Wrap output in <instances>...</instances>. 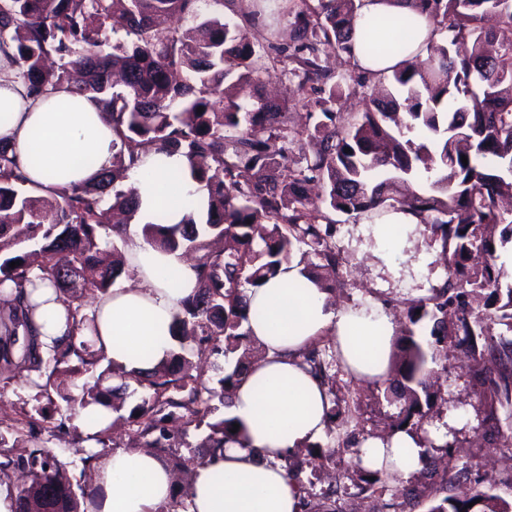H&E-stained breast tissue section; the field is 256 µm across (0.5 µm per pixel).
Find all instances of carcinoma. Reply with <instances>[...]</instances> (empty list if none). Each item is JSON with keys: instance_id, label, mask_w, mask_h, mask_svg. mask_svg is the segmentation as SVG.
<instances>
[{"instance_id": "cac0c4a2", "label": "carcinoma", "mask_w": 512, "mask_h": 512, "mask_svg": "<svg viewBox=\"0 0 512 512\" xmlns=\"http://www.w3.org/2000/svg\"><path fill=\"white\" fill-rule=\"evenodd\" d=\"M361 5L318 0L294 16L288 32L262 43L255 32L264 26L263 0H256L248 29L213 18L167 33L156 20H195L197 0H0V73L12 74L30 96L58 89L88 95L112 120L111 167L82 185L53 187L50 206L26 186L15 151L0 142V294L11 297L0 308V360L36 374L29 383L48 399L56 393L73 412L94 404L118 410L132 380L140 388L133 413L143 447L167 452L172 437L164 423L182 410L187 425L208 428L202 457H213L243 430L230 432V418L205 422L214 390L193 370L208 351L235 355L218 379L226 399L246 377L255 352L247 290L295 259L322 288H332L305 262L312 253L320 268L338 269L332 214L371 220L400 207L440 242L446 277L428 295L405 302L385 394L399 403L390 432L422 430L437 400L429 379L434 366L446 368L450 336L475 362L473 386L486 421L497 427L500 410L512 408V274L498 263L512 245V218L501 207L512 197V0H411L443 43L430 44L420 66L381 76L385 95L346 121L335 112L341 85L321 66V55L329 48L352 56ZM116 25L130 45L106 53ZM371 26L389 29L382 45L365 36L362 48L371 56L398 53L417 32L410 17L377 18ZM281 57L297 64L300 89L321 84L323 96L296 100L319 110L311 127L294 124L288 103L257 92L221 100L231 74L255 86ZM310 139L318 141L317 153L296 169L284 166L288 146ZM152 149L186 158L190 178L206 192L199 203L206 219L197 222L191 211L170 225L161 210L143 226L149 245L194 255L196 287L170 327L179 350L149 369L127 371L105 361L95 336L79 341L77 335L88 329L84 294H107L126 264L115 243L112 262L100 260L108 233L127 244L123 227L111 224L112 212L129 223L137 213L133 189L116 188L118 174ZM314 183L325 189L321 205L308 197ZM42 283L59 294L70 330L69 340L45 357L30 330L36 306L29 297ZM426 318L429 340L416 335ZM301 363L325 387V417L335 419L334 378L318 343ZM87 374L94 383H83L79 393L63 386ZM70 466L49 448L0 452V469L33 475L15 496V512H81L92 504L95 491L76 481ZM431 476L426 512H512V503L490 490L460 499L448 495V474Z\"/></svg>"}]
</instances>
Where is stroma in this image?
<instances>
[{
  "label": "stroma",
  "instance_id": "35a3bbf8",
  "mask_svg": "<svg viewBox=\"0 0 512 512\" xmlns=\"http://www.w3.org/2000/svg\"><path fill=\"white\" fill-rule=\"evenodd\" d=\"M323 66L337 74L343 97L338 104L341 113H357L365 108L364 88L358 87V74L352 61L327 52ZM335 242L342 257L336 276V287L329 295L332 305L383 302L393 316H400L409 299L426 296L431 284L445 275L439 263H432L429 274L404 280L373 271L372 257L364 252L355 236L361 218L337 214ZM325 359L335 375L339 400L357 408V422L336 421L320 441L319 449L304 447L295 456L300 465L299 478L309 493V504L324 512H368L373 504L368 475L354 467L349 452L341 448L342 440L362 441L382 435L395 413L375 387L357 382L334 354ZM467 357L457 348H449L447 370L439 374L435 387L445 403L429 421V428H447L452 444V468L449 476L456 490L471 492L477 488H493L496 494L512 501V450L503 448L499 439L488 436L484 423L485 407L470 385ZM9 384L0 389V435L7 439L21 437L27 443L51 448L61 457L80 461L88 451L99 450L96 442H88L76 424V416L67 411L64 402L48 401L38 389L26 383L23 375L0 371ZM335 449L333 460H325L323 452Z\"/></svg>",
  "mask_w": 512,
  "mask_h": 512
}]
</instances>
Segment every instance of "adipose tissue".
Returning a JSON list of instances; mask_svg holds the SVG:
<instances>
[{
    "label": "adipose tissue",
    "mask_w": 512,
    "mask_h": 512,
    "mask_svg": "<svg viewBox=\"0 0 512 512\" xmlns=\"http://www.w3.org/2000/svg\"><path fill=\"white\" fill-rule=\"evenodd\" d=\"M431 33L419 20L418 34L398 54L370 57L356 52L359 66L391 71L421 56ZM21 83L0 78V137L14 147L28 179L41 186L82 184L112 161V125L103 106L87 97L57 91L25 98ZM178 154L148 153L129 175L139 194L140 224L168 209L170 223L183 211L178 198L197 192ZM416 218L393 210L371 224L369 250L376 268L426 270L431 257L417 246ZM128 260L134 273L111 289L90 311L104 354L126 369H147L165 359L175 343L169 325L196 274L181 252H161L133 236ZM251 338L264 355L234 390L229 415L245 426L242 444L222 456L191 465L190 491L179 512H302L297 482L283 466L287 454L326 433L324 389L301 364V352L323 336L333 337L340 358L358 381L383 384L390 378L398 327L382 304L334 307L300 266H282L250 294ZM34 334L41 350L66 336L68 325L54 289L39 288ZM365 466L408 479L421 467L422 435L406 431L361 443ZM175 474L152 451H118L97 465L93 485L99 512H157L173 492Z\"/></svg>",
    "instance_id": "1"
}]
</instances>
